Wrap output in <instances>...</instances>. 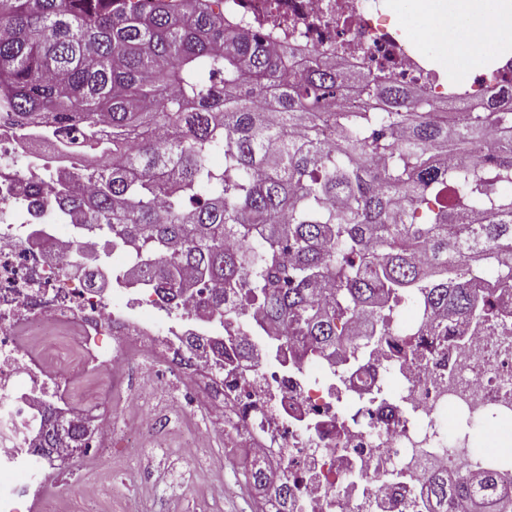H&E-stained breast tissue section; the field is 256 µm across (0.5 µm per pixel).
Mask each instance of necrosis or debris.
Here are the masks:
<instances>
[{
    "label": "necrosis or debris",
    "instance_id": "1",
    "mask_svg": "<svg viewBox=\"0 0 512 512\" xmlns=\"http://www.w3.org/2000/svg\"><path fill=\"white\" fill-rule=\"evenodd\" d=\"M224 20L286 47L292 71L310 56L333 58L445 94L386 26L383 0H224ZM81 164L58 141L37 145L0 129V512H26L37 494L55 499L51 462L75 451L45 455L34 442L56 396L71 408L121 403L133 428L119 435L100 419L86 435L98 450L163 439L173 422L192 419L177 444L183 458L217 447L225 461L287 482V501L268 488L264 512H434L432 475L484 470L497 471L503 499L512 498V470L474 453L464 428L492 414L512 418V290L496 277L487 279L496 292L485 322L432 329L418 312L365 356L360 337L348 336L333 356L305 358L300 340L271 347L257 309L235 316L239 296L215 305L200 280L175 298L153 283L134 297L112 287L129 252L57 213L63 186H86ZM154 354L186 377L181 397L167 395L148 364ZM102 368L109 389L84 393ZM224 419L232 427L220 437L212 425ZM89 497L131 512L97 466L58 512H78Z\"/></svg>",
    "mask_w": 512,
    "mask_h": 512
}]
</instances>
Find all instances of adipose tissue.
Instances as JSON below:
<instances>
[{
  "instance_id": "adipose-tissue-1",
  "label": "adipose tissue",
  "mask_w": 512,
  "mask_h": 512,
  "mask_svg": "<svg viewBox=\"0 0 512 512\" xmlns=\"http://www.w3.org/2000/svg\"><path fill=\"white\" fill-rule=\"evenodd\" d=\"M397 6L420 23L435 22L432 49L458 66L477 64L488 56L490 48L475 39L476 31L490 24L512 31V0H397Z\"/></svg>"
}]
</instances>
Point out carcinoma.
I'll list each match as a JSON object with an SVG mask.
<instances>
[{"mask_svg":"<svg viewBox=\"0 0 512 512\" xmlns=\"http://www.w3.org/2000/svg\"><path fill=\"white\" fill-rule=\"evenodd\" d=\"M287 53L227 28L224 0H0V120L78 131L96 190L67 205L172 295L191 269L323 353L355 315L387 335L404 298L482 322L470 284L497 266L512 289V89L450 112L334 59L292 76ZM46 421L41 449L84 431ZM497 493L493 473L432 482L437 512Z\"/></svg>","mask_w":512,"mask_h":512,"instance_id":"obj_1","label":"carcinoma"}]
</instances>
